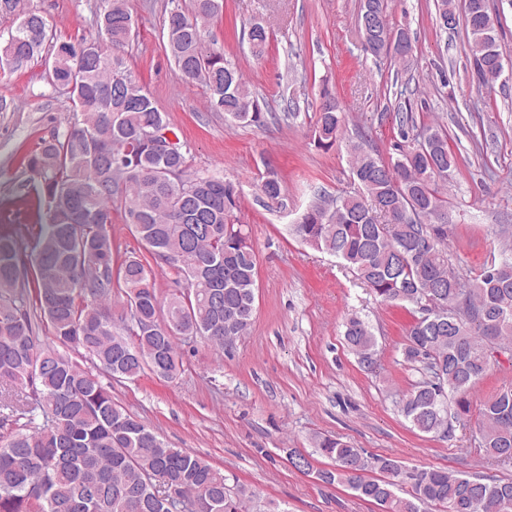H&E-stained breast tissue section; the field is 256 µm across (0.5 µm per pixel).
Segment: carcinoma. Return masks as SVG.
Returning <instances> with one entry per match:
<instances>
[{
  "label": "carcinoma",
  "mask_w": 512,
  "mask_h": 512,
  "mask_svg": "<svg viewBox=\"0 0 512 512\" xmlns=\"http://www.w3.org/2000/svg\"><path fill=\"white\" fill-rule=\"evenodd\" d=\"M96 16L101 37L60 41L45 17L22 0H0L16 26L0 42V70L50 63L54 90L68 96L73 115L41 140L29 164L40 177L49 222L30 258L18 239L0 233V512H249L254 495L233 490L226 475L186 448L170 447L158 433L112 398V385L149 371L172 380L183 367L178 340L200 338L218 349L246 335L255 316L257 258L241 196L225 208L231 179L190 176L187 154L162 159L146 151L148 126L172 131L163 112L128 65L125 48L136 34L129 0H105ZM470 63L478 80L497 81L504 55L486 0H464ZM388 0H359L357 23L365 49L385 53L405 68L413 44L391 26ZM224 0H179L163 20L165 49L175 74L199 85L212 110L238 123L264 124L265 112L241 71L224 59L210 29ZM250 52L264 57L270 33L260 22L248 30ZM405 141L385 158L344 136L348 113L332 92L320 91L315 146H344L357 190L319 196L300 215L295 234L329 253L381 301L414 306L428 296L439 311L415 320L404 359L422 364L425 378L401 400L411 426L435 435L448 420L470 413V396L490 372L493 350L512 354V237H498L503 258L471 279L448 258V180L458 157L448 131L399 116ZM268 207L283 201L270 170L258 184ZM146 252L170 266L181 287L165 297L152 284L150 265L135 252L119 259L112 240V209ZM431 245L416 252L415 236ZM126 310L112 319V292ZM463 295L464 309L448 319V300ZM47 321L51 338L40 334ZM344 340L358 363L377 361V340L354 315ZM76 352L89 366L73 360ZM479 447L512 463V389L488 400L481 412ZM316 452L334 462L318 479L341 485L379 512H512V481L488 480L441 468H416L407 485L394 472L405 465L376 457L372 469L360 449L317 435Z\"/></svg>",
  "instance_id": "1"
}]
</instances>
